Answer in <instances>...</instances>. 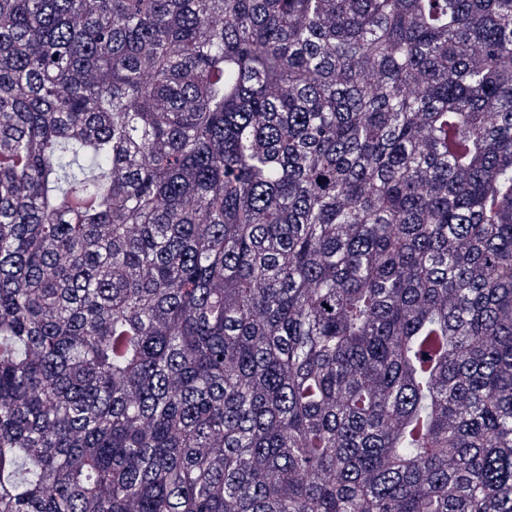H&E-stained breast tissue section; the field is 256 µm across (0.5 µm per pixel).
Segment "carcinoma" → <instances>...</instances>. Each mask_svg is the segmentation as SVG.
I'll use <instances>...</instances> for the list:
<instances>
[{"instance_id": "1", "label": "carcinoma", "mask_w": 512, "mask_h": 512, "mask_svg": "<svg viewBox=\"0 0 512 512\" xmlns=\"http://www.w3.org/2000/svg\"><path fill=\"white\" fill-rule=\"evenodd\" d=\"M0 512H512V0H0Z\"/></svg>"}]
</instances>
